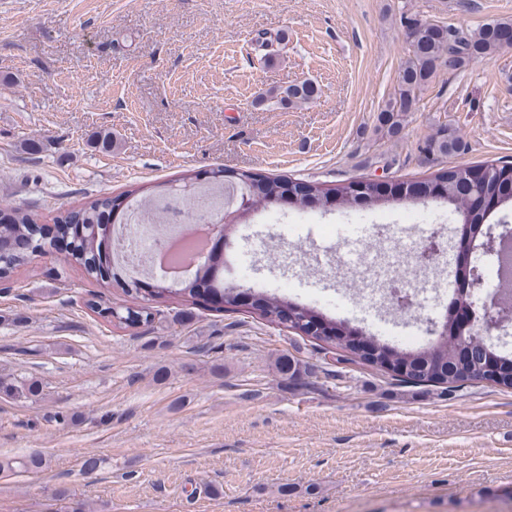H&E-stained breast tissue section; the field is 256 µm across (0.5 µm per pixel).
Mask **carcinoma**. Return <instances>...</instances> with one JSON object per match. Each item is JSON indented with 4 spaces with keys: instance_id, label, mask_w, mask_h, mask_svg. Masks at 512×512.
<instances>
[{
    "instance_id": "1",
    "label": "carcinoma",
    "mask_w": 512,
    "mask_h": 512,
    "mask_svg": "<svg viewBox=\"0 0 512 512\" xmlns=\"http://www.w3.org/2000/svg\"><path fill=\"white\" fill-rule=\"evenodd\" d=\"M404 24L409 55L399 73L397 90L385 101L378 115L380 127L389 134L400 129L403 117L412 109L419 93L440 71H462L476 58L493 57L503 47L502 36L512 33L511 19L499 20L469 32L419 19H406ZM314 93L313 85L303 83L289 88L285 96L288 102L298 103L310 99ZM458 141L455 130L441 127L425 142V150L446 155L456 149ZM486 170L488 177L480 185L469 179V166L464 165L437 173L429 180L399 182L397 186L403 199L425 201L429 181L451 179L448 204L462 216H471L470 222H464L462 226L464 235H474L485 231L491 218L487 209L475 208V196L492 200L512 195L511 163L490 164ZM237 185L242 189L241 196L249 201V206L238 217L240 222L252 212L275 207L273 195L288 192V179L248 172L239 174ZM308 190L309 193L296 196L290 205L304 210L309 206V198L313 197L316 199L315 209L326 212L356 207L381 210L396 203L394 199L380 196L375 185L364 179L345 180L333 187L310 182ZM124 215L125 211L118 209L116 201L105 197L90 199L78 210H61L56 216L59 224L71 228L73 249L69 254L70 263L79 266L96 281L120 289L124 296L144 301L135 307H102L99 313L126 327L151 325L156 320V312L146 301L165 292L205 302L211 295L221 294L224 296V310L237 311V293L214 286L210 265L197 266L195 278L179 288H166L159 284L145 288L141 280L116 272L112 239L104 234L103 226L121 223ZM36 225L34 216L29 213L18 209L4 213V220L0 221V270L10 273L29 262L28 250L46 247V243L36 235ZM262 300L258 318L265 324L282 325L284 309L291 307L293 313L289 327L317 341L321 350L336 356L337 363L367 367L404 387L429 384L447 389L462 381L472 384L486 382L492 364L499 356L493 345L462 335L454 316L448 317L447 329L434 341L419 349H408L382 343L375 336L363 333L342 320H330L332 329L337 331V335L330 336L325 326L327 317L318 310L284 295L267 294L262 296ZM275 369L279 379L288 383H296L306 374V368L299 360L286 355L276 358ZM0 394L10 398L35 397L40 395V385L34 379H0Z\"/></svg>"
}]
</instances>
